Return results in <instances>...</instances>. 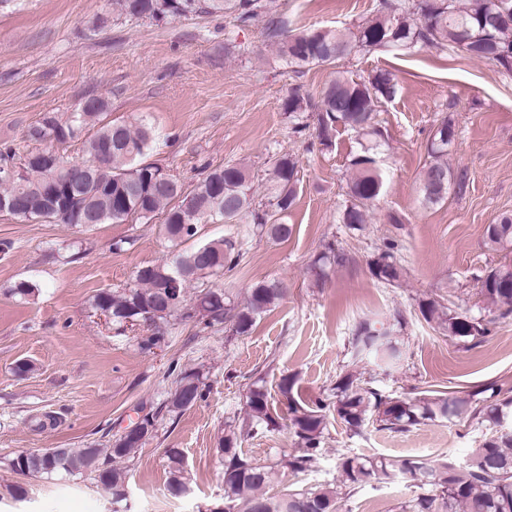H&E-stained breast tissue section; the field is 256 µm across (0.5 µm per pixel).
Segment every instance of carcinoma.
Returning a JSON list of instances; mask_svg holds the SVG:
<instances>
[{
	"label": "carcinoma",
	"mask_w": 512,
	"mask_h": 512,
	"mask_svg": "<svg viewBox=\"0 0 512 512\" xmlns=\"http://www.w3.org/2000/svg\"><path fill=\"white\" fill-rule=\"evenodd\" d=\"M264 0H112V16L161 21L190 14L222 13L241 24L250 23L266 13ZM267 36L278 55L295 73L314 66L336 64L361 51L388 49L410 51L418 46H438L461 50L470 58L490 60L512 72V0H379L377 14L350 28H307L298 32L286 29L275 20L267 23ZM397 81L388 70L375 72L368 81L357 82L337 75L323 89L319 100L298 89L288 93L282 111L293 133L313 131L319 144L330 146L338 128L356 133L360 149L350 160L351 175L346 183V201L340 222L351 231H362L383 188V172L378 146L383 131L375 123L379 108L396 93ZM109 103L102 97L87 98L67 115L54 114L63 124L55 142L82 141L84 158L71 160L70 173L82 175L90 148L111 146L103 164L93 171L88 194L72 197L61 214L38 215L44 193L54 181L66 175L34 165L29 157L38 149L20 155L6 146L0 150V162L19 163L25 175L7 181L0 178V200L16 202L9 215L25 222L57 224L81 223L82 214H92L94 224L149 223L160 216L163 232L173 248L169 261L142 265L134 272L135 285L122 290L102 291L94 295L92 306L108 311L117 330L123 331L141 318L136 309L168 305L159 316L154 332L138 342L144 351L169 343L170 320L192 322L202 329L224 324L233 336H246L258 319L272 311L283 298L285 289L275 279L254 283L242 304L235 303L217 280L224 269H233L244 257V241L239 236L200 242L185 249L195 239L200 225L215 222L252 224L256 231L279 241L291 237L293 227L284 216L299 192V160L289 153L272 160L266 179V202L256 201L251 170L244 164H226L202 173L189 192L191 204L179 203L183 185L171 176L162 188L152 183L159 170L143 157L153 140V125L144 116L129 120L108 119ZM45 118L30 126L26 139L39 145L49 141ZM455 128L445 118L436 126L427 145V161L419 174L421 203L430 207L448 196V189L459 176L448 167L447 156L455 144ZM484 246L493 252L512 250V213H505L487 226ZM348 257L341 250L327 247L312 264L311 276L321 281L329 265H343ZM370 272L381 283L394 284L403 276L396 245L385 244L371 261ZM178 282L177 300L167 303L164 285ZM198 289L195 307H189L188 289ZM483 300L503 308L501 316L512 313V264L490 269L482 278ZM421 318L435 331L459 340H475L490 333L484 319L428 299L419 305ZM353 361L372 359L385 372L403 359L402 347L393 341V326L362 318L351 332ZM176 386L142 422L130 423L128 434L116 433L112 439L93 444L102 468L97 482L111 495L128 483L126 464L133 461L146 443L145 434L154 433L159 418L174 416L201 401L206 394L203 374L195 368L171 366ZM294 377L280 378L279 391L288 403L291 427L298 439L294 452L283 451L266 465L254 463L241 448L244 434L271 432L278 428V416L270 403L264 378L250 385L245 407L226 424L220 443V463L224 474L226 512H345L346 502L363 486L377 482L391 484L408 479L419 492L398 506V512H512V397L505 396L481 405L453 392L434 391L415 399L385 395L367 386L359 374L348 369L339 374L333 391L336 400H318L300 404L293 395ZM336 416L352 435L362 433L369 424L380 430L408 432L438 419L471 415L485 429L479 446L459 461L448 457L430 460L411 457H368L350 455L339 459V482L318 485H291L271 492L284 473L306 475L318 467L321 443L327 427V414ZM86 449L63 448L53 461L45 462L36 452L25 461L16 456L10 469L26 467L33 477H73L82 474L78 463ZM169 469L168 489L179 496L189 491L185 462L178 448L165 449Z\"/></svg>",
	"instance_id": "carcinoma-1"
}]
</instances>
